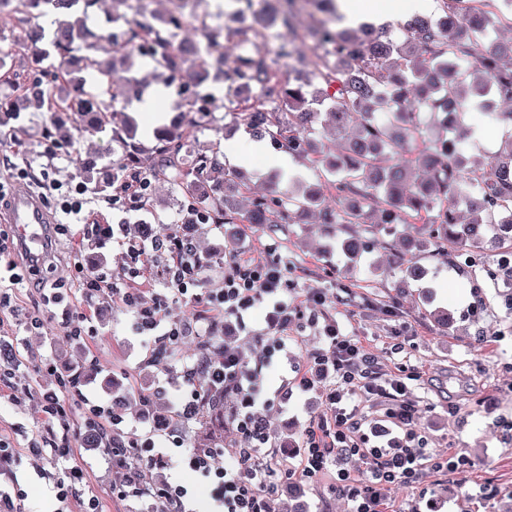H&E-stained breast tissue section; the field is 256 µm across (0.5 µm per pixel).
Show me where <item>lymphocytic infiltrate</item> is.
<instances>
[{
    "label": "lymphocytic infiltrate",
    "mask_w": 512,
    "mask_h": 512,
    "mask_svg": "<svg viewBox=\"0 0 512 512\" xmlns=\"http://www.w3.org/2000/svg\"><path fill=\"white\" fill-rule=\"evenodd\" d=\"M43 188L58 192L64 222L56 225L58 235L80 238L88 245L112 239V225L103 224L86 214L83 197L85 187H64L48 177ZM193 221L177 225L164 238L144 241L126 239V252L137 261L145 251L162 260L156 272L163 279L174 301L202 305L209 312L205 330H197L188 322L169 317L167 305L157 296H145L136 283L147 273L146 268H131L125 286H118L103 268L75 265L71 276L51 282L31 279L16 260L17 244L8 231L0 229V305L10 304L15 290L36 287L43 306L60 304L69 289H80L86 298L108 297L119 300L133 317L132 330L145 344L155 348L176 343L197 333L213 335L218 320L235 319L244 323L258 305L267 310L263 333L268 342L254 367H247L236 351H225L223 358H209L201 365L185 367L180 379L172 381V418L166 426L164 442L153 438L128 439L127 416L99 399L88 397L82 385H69L58 374L57 366L43 363L42 370L57 379L55 391L44 393L40 416L57 426L60 437L36 436L25 450H17L0 439V512H27L26 493L21 489L12 469L18 455H25L31 467H38L46 453H54L64 464L62 475L54 485L61 503L76 502L80 512H99L98 499L85 481V471L75 460V450L68 441L70 433V399H78L87 427L107 437L112 448V466L122 471L119 494L140 501L142 512H151L139 485L146 471L171 465L197 473L208 488L212 512H271V499L283 481L296 476L327 477L336 492L347 501L348 512H383L387 492L398 485L417 482L426 466L456 473L466 467L463 456L436 458L426 446V439L412 426L415 406L409 397V384L417 380V372L384 377L373 355L354 337L325 328L323 348L313 355V367L296 371L294 382L301 391L314 386L324 389L326 411L311 418L302 448L296 449L292 461L281 468L264 463L269 443L268 413L274 404H287V395L273 396L259 382L265 365L274 353L286 352L288 333L303 327L320 325L327 296L322 289H310L296 295L289 287L286 268L280 262L258 261L244 250H231L222 260L220 287L205 288L202 263L194 221L205 213L189 206ZM221 390L235 396L233 411L236 449L232 461H225L220 448H187L181 428L197 412L203 390ZM383 405L380 421L369 422L359 408L360 401ZM346 466H336L337 457Z\"/></svg>",
    "instance_id": "f902f5d3"
}]
</instances>
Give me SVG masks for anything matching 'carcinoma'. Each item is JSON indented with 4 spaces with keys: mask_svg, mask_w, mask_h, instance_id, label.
Wrapping results in <instances>:
<instances>
[{
    "mask_svg": "<svg viewBox=\"0 0 512 512\" xmlns=\"http://www.w3.org/2000/svg\"><path fill=\"white\" fill-rule=\"evenodd\" d=\"M104 0H0V30L20 27L19 45L40 55L59 57V65L34 75L0 67V86L14 98H0V111L15 106L38 112H66L86 128L109 130L121 154L112 159V194L137 174L151 178L140 207L151 206L156 184L201 182L221 169L220 147L190 153L188 130L180 115L154 132L157 144L145 154L133 143L136 123L118 115L116 104L141 93V80L95 56H80L100 43L112 57L135 55L152 64L154 79L164 85L179 82L185 111L199 121L217 112L231 115L254 137L268 139L314 164L325 163L336 176V207L322 206V189L272 190L254 200L241 214L233 197L248 189L241 172L224 177V198H194L192 203L219 217L224 224H290L292 217H314L320 224L419 225L405 237L408 250L426 251L435 244L438 255H464L482 250L512 254V138L499 156L473 162L459 149L470 128L466 111L475 104L495 109L512 106V42L487 45L491 34L512 28V0H441L442 13L433 19L414 17L399 32L362 23L337 27L335 0H312L322 15L312 27L297 30L287 2L269 15L257 16L253 34L265 35L273 22L293 33L279 51L234 55L233 66L210 75L208 58L219 40L229 41L224 27L206 25V43L188 42L182 33L188 21V0H169L159 18L147 12L144 0H112L139 17L124 29L98 34L86 24V14ZM54 17L46 32L30 22L33 12ZM309 42L305 58L309 74L296 77L285 60L298 56ZM92 75L106 104L88 93L73 77L74 70ZM224 81V96L204 94L209 78ZM328 104L340 146L331 157L321 150L314 123L317 107ZM212 340L183 342L154 353V363L180 357L214 355ZM194 447L224 446V392L206 391L196 417Z\"/></svg>",
    "mask_w": 512,
    "mask_h": 512,
    "instance_id": "carcinoma-1",
    "label": "carcinoma"
}]
</instances>
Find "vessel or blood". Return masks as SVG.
Segmentation results:
<instances>
[{
    "label": "vessel or blood",
    "mask_w": 512,
    "mask_h": 512,
    "mask_svg": "<svg viewBox=\"0 0 512 512\" xmlns=\"http://www.w3.org/2000/svg\"><path fill=\"white\" fill-rule=\"evenodd\" d=\"M55 221L40 194L26 186L13 188L6 211L0 212V222L13 225L20 244L34 256L42 255L50 226Z\"/></svg>",
    "instance_id": "vessel-or-blood-1"
}]
</instances>
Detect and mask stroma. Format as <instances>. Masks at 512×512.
<instances>
[{"label":"stroma","mask_w":512,"mask_h":512,"mask_svg":"<svg viewBox=\"0 0 512 512\" xmlns=\"http://www.w3.org/2000/svg\"><path fill=\"white\" fill-rule=\"evenodd\" d=\"M472 134L463 144L469 158L490 159L502 141L512 134V124L491 120L487 111L475 106L469 112ZM74 149L58 147L54 121L42 112H25L0 121V183L15 186L17 171L40 174L53 165L58 179L85 184L87 207L112 224L115 235L109 242L90 248L57 236L53 258L46 268L51 276L72 273L75 264L109 269L115 283L127 278L128 262L122 244V230L131 224L161 221L173 227L181 218L185 202L202 192L213 191L217 182L232 173L233 165L213 173L210 180L185 186L159 185L153 212L136 208L130 202L111 203V191L99 182L112 158V142L104 132H91L67 124ZM251 133L242 124L232 123L223 113L192 128L189 143L203 151L217 144L221 148L243 150ZM251 196L240 198V209H247L252 196L264 194L271 182L280 188L306 187L321 183L326 187L324 203H333L335 192L327 188L328 172L292 157L288 174L274 178L257 160H249L246 170ZM356 234L368 246L357 261L336 251V242ZM277 243L275 252L288 267L292 288L302 292L321 288L329 300L343 298L352 315L344 326L349 334L365 343L386 376L410 368L420 375L411 382V398L416 406L415 427L428 440L433 454L462 455L471 461L464 471L449 475L424 470L418 483L395 487L388 494L387 512H512V309L499 291L501 254L488 252L477 268L448 261L436 253L422 254L418 262L428 271L424 284L397 288L403 253L400 231L383 224H281L256 227L212 224L198 229L199 253L207 263L206 287L216 286L221 277L217 264L227 245L247 247L251 255L266 258L265 247ZM453 311L455 322L441 329L430 318L435 307ZM90 312L98 329L87 342L68 340L66 322L81 312ZM31 312L45 321L41 334L24 331L17 324V313ZM405 326L408 340L403 352L393 348L394 327ZM99 357L106 369L88 380L86 387L99 399L126 394L155 393L167 379L176 377L173 368L147 365L150 355L139 338L133 336L131 317L121 307L99 300L87 304L80 290L69 296L68 308H43L34 289L22 290L9 307L0 309V357L18 361L26 377L17 385V402L0 400V438L14 446L27 443L41 432L43 422L32 411L19 406L27 392L42 393L46 384L39 380L43 355H52L58 368L76 364L80 353ZM291 409L272 414L270 424L279 434L303 443L309 417L323 412L325 404L318 393L291 396ZM79 460L87 471L88 484L99 499L100 512H137V502L118 497L113 489L112 460L102 449L79 445ZM14 471L28 494L32 512H55L56 490L27 462L17 463ZM327 505L329 512H345L344 500L330 490L329 478L296 479L282 486L273 502L275 512H289L300 506L314 512Z\"/></svg>","instance_id":"stroma-1"}]
</instances>
